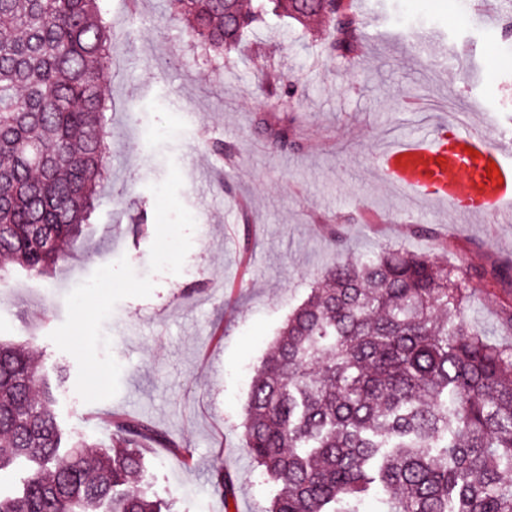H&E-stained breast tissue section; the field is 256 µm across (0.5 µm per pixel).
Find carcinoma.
Masks as SVG:
<instances>
[{
  "instance_id": "1",
  "label": "carcinoma",
  "mask_w": 512,
  "mask_h": 512,
  "mask_svg": "<svg viewBox=\"0 0 512 512\" xmlns=\"http://www.w3.org/2000/svg\"><path fill=\"white\" fill-rule=\"evenodd\" d=\"M214 58L273 13L336 23L355 61L352 0H167ZM98 0H0V260L53 272L101 198L111 153L102 59L115 47ZM470 289L396 248L345 257L281 328L252 379L242 441L277 486L267 512H512V348L463 319ZM56 397L27 347L0 341V472L31 469L0 512H162L134 485L143 452L191 451L149 422L113 416L93 458L66 443ZM212 495L227 500L224 463Z\"/></svg>"
}]
</instances>
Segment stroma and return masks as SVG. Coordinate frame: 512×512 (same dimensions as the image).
I'll return each instance as SVG.
<instances>
[{"mask_svg": "<svg viewBox=\"0 0 512 512\" xmlns=\"http://www.w3.org/2000/svg\"><path fill=\"white\" fill-rule=\"evenodd\" d=\"M353 2L355 66L332 51L326 21L268 16L240 53L213 59L166 0H101L120 35L102 62L111 180L52 276L0 285V339L45 360L65 434L105 448L109 415L138 416L191 450L188 467L165 448L144 454L142 483L173 512H267L274 486L239 439L251 378L338 255L430 256L465 278L466 321L512 344V281L491 276L512 259V223L455 214L376 173L387 146L436 119L512 163V0H497L492 26L484 0ZM428 29L440 37L423 52L411 36ZM274 74L306 93L281 97ZM285 125L296 136L281 147ZM220 462L235 477L227 502L210 492Z\"/></svg>", "mask_w": 512, "mask_h": 512, "instance_id": "obj_1", "label": "stroma"}]
</instances>
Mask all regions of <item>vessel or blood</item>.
I'll return each instance as SVG.
<instances>
[{
    "label": "vessel or blood",
    "mask_w": 512,
    "mask_h": 512,
    "mask_svg": "<svg viewBox=\"0 0 512 512\" xmlns=\"http://www.w3.org/2000/svg\"><path fill=\"white\" fill-rule=\"evenodd\" d=\"M380 167L394 186L434 194L448 205L512 222V164L500 160L484 139L461 133L456 152H447L435 131L389 145Z\"/></svg>",
    "instance_id": "obj_1"
}]
</instances>
